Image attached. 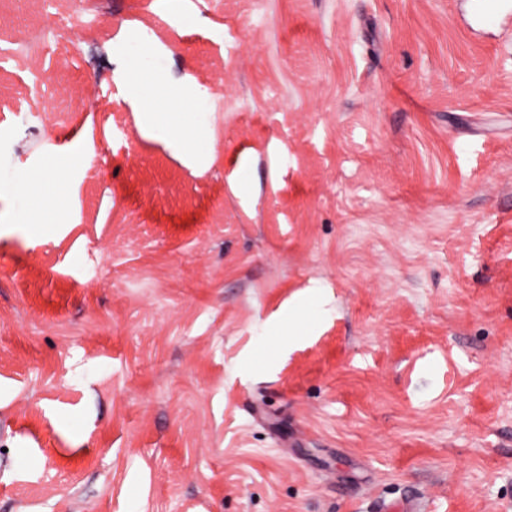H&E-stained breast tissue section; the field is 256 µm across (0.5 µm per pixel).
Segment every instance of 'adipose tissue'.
<instances>
[{
  "mask_svg": "<svg viewBox=\"0 0 512 512\" xmlns=\"http://www.w3.org/2000/svg\"><path fill=\"white\" fill-rule=\"evenodd\" d=\"M126 98L136 116L137 131L144 139L157 142L168 149L184 165L197 172L211 167L217 159L213 143L204 136L201 115L193 104L196 80L192 75L175 84L164 86V98L154 94L161 84L157 74L127 64L122 77ZM85 156L69 152L58 163L27 171L22 187L11 180H0V197H17L22 207L15 215L19 224L39 226L46 223V210L56 200L71 171L87 166Z\"/></svg>",
  "mask_w": 512,
  "mask_h": 512,
  "instance_id": "obj_1",
  "label": "adipose tissue"
}]
</instances>
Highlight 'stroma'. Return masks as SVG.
Masks as SVG:
<instances>
[{"instance_id":"35a3bbf8","label":"stroma","mask_w":512,"mask_h":512,"mask_svg":"<svg viewBox=\"0 0 512 512\" xmlns=\"http://www.w3.org/2000/svg\"><path fill=\"white\" fill-rule=\"evenodd\" d=\"M468 0H112L105 112L0 84V512H512V25ZM217 94L196 174L126 62ZM88 158L73 152H66L62 161L41 168L27 171L24 177L18 179L24 184L16 189L13 179L0 180V197H18L22 201V208L14 217L17 224H28L39 227L41 224H52L46 218V210L56 200L63 183L68 179L71 171L87 166Z\"/></svg>"}]
</instances>
